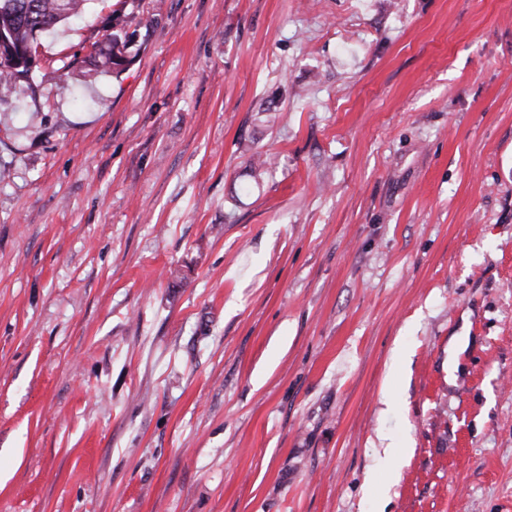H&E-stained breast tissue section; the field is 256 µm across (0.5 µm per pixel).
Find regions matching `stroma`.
<instances>
[{"label": "stroma", "mask_w": 512, "mask_h": 512, "mask_svg": "<svg viewBox=\"0 0 512 512\" xmlns=\"http://www.w3.org/2000/svg\"><path fill=\"white\" fill-rule=\"evenodd\" d=\"M0 512H512V0L42 34L0 85ZM97 46L99 47V51L94 54ZM126 46V43L122 42L118 38H113L112 45H109L107 48L100 47L97 42L92 43L93 51L90 53V57L97 69L107 72L109 70H113L115 66L121 65L125 62Z\"/></svg>", "instance_id": "stroma-1"}]
</instances>
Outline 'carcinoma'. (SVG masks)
<instances>
[{
    "label": "carcinoma",
    "instance_id": "cac0c4a2",
    "mask_svg": "<svg viewBox=\"0 0 512 512\" xmlns=\"http://www.w3.org/2000/svg\"><path fill=\"white\" fill-rule=\"evenodd\" d=\"M84 0H0V29L8 34L10 47L27 49L29 31L34 26L50 30L78 14ZM97 47V44H92ZM99 48V47H97ZM97 69L107 72L126 60V43L112 38V45L90 54Z\"/></svg>",
    "mask_w": 512,
    "mask_h": 512
}]
</instances>
